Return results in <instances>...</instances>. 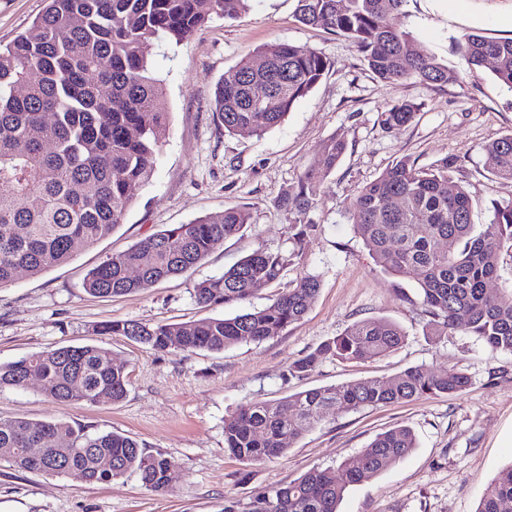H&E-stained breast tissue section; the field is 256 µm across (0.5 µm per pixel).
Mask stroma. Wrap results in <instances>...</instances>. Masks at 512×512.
I'll list each match as a JSON object with an SVG mask.
<instances>
[{
  "mask_svg": "<svg viewBox=\"0 0 512 512\" xmlns=\"http://www.w3.org/2000/svg\"><path fill=\"white\" fill-rule=\"evenodd\" d=\"M45 0H0V44H9L41 14ZM295 0H250L235 19L212 17L180 42L159 41L153 57L170 121L151 181L132 187L123 224L70 262L40 276L19 272L0 288V362L48 348L94 343L126 365L129 386L116 404L60 403L38 381L0 391V418L63 419L89 432H118L175 467L168 492L144 487L131 473L109 484L78 474L49 476L0 462V512H224L303 474L338 468L378 434L405 425L416 446L374 479L349 486L341 512H477L486 489L512 466V355L494 352L473 336L426 333L429 316L416 277L398 278L376 266L347 218L356 191L396 161L429 167L458 156L453 174L485 223L491 200L512 199V182L490 172L485 145L512 132V92L489 68L468 69L456 50L464 33L512 37V0H406L396 22L416 46L459 74L458 82L428 86L374 78L343 38L302 24ZM279 41L318 52L331 62L312 93L263 136L225 134L214 113L217 81L263 45ZM411 101L415 120L395 131L380 112ZM344 137L336 168L309 189L313 228L296 245L295 216L282 197L300 175L319 166L323 144ZM237 206L251 222L224 239L197 266L153 287L119 297L88 294L83 282L107 257L126 251L171 225L186 224ZM288 256L284 277L246 302L201 306L199 283L256 249ZM319 293L300 321L262 340H243L221 353L158 352L95 329L112 320L189 323L231 317L264 307L305 275ZM396 322L405 341L396 352L368 362L323 360L302 379L289 365L360 319ZM436 371L457 366L469 377L453 396L400 402L327 415L278 457L242 462L224 448V421L255 400L294 393L414 366Z\"/></svg>",
  "mask_w": 512,
  "mask_h": 512,
  "instance_id": "obj_1",
  "label": "stroma"
}]
</instances>
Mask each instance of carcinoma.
<instances>
[{
    "label": "carcinoma",
    "mask_w": 512,
    "mask_h": 512,
    "mask_svg": "<svg viewBox=\"0 0 512 512\" xmlns=\"http://www.w3.org/2000/svg\"><path fill=\"white\" fill-rule=\"evenodd\" d=\"M249 0H46L43 12L0 50V287L23 270L41 274L71 260L123 223L131 188L148 183L165 141L168 112L161 80L155 76L156 42H180L216 15L236 18ZM406 0H296L298 20L348 40L369 71L383 82L414 79L426 85L458 80V73L398 28L393 15ZM457 51L471 69L492 64L496 81L512 91V37L488 38L468 32ZM330 61L302 46L271 42L224 72L214 96V112L224 132L247 129L261 137L279 125L321 80ZM267 95L252 96L255 85ZM418 107L396 104L379 123L398 129L411 123ZM53 121H45L46 115ZM345 141L332 138L322 148L321 165L307 170L282 199L301 222L296 246L311 225L308 185L336 167ZM491 173L512 181V133L485 146ZM458 157L431 167L408 159L386 168L351 199L348 219L373 261L398 275L415 274L421 304L429 314V334L455 330L477 337L495 352L512 355V290L487 292L499 277L500 257L512 250V200H493L489 221L472 223L473 200L451 173ZM251 215L226 209L187 224L170 226L93 268L84 289L102 297L125 295L178 276L200 263L215 245L238 235ZM131 268L138 270L132 279ZM288 258L253 251L224 274L201 282L196 300L204 306L244 302L258 288L284 276ZM320 290L313 275L300 279L270 304L230 318L192 323L107 322L99 335H120L159 352H222L242 339L263 341L301 320ZM405 334L388 319L360 320L288 369L302 377L327 359L372 360L397 350ZM42 382L53 401L116 403L125 398L126 366L95 344L62 346L0 363V390ZM469 386L468 376L451 366L431 371L411 367L394 377H374L292 394L269 403L252 402L224 424V448L243 462H261L288 451L323 420L381 404L432 399ZM415 447L413 432L400 426L379 434L341 464L342 477L316 469L258 494L245 512H339L348 486L377 476ZM41 448L43 457L27 449ZM112 459V472L101 461ZM81 472L91 484L110 483L129 472L149 490L169 489L174 461L145 453L122 434L90 433L63 419L0 418V461L52 476L66 474L49 461ZM512 502V466L489 487L477 512H500Z\"/></svg>",
    "instance_id": "1"
}]
</instances>
